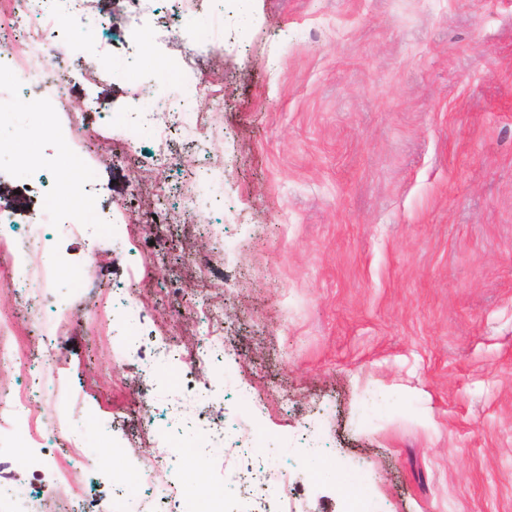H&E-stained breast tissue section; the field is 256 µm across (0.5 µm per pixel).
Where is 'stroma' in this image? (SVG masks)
I'll return each mask as SVG.
<instances>
[{"mask_svg": "<svg viewBox=\"0 0 512 512\" xmlns=\"http://www.w3.org/2000/svg\"><path fill=\"white\" fill-rule=\"evenodd\" d=\"M197 2L141 16L95 0L29 61L67 59L80 111L39 116L21 89L0 112V239H49L53 267L47 286L0 285V315L58 357L78 402L40 406L64 416L79 471H105L86 479L98 512L112 477L141 488L148 419L187 493L257 512L236 456L220 484L189 462L240 416L300 512L358 494L375 512H512V0ZM104 60L121 77L99 76ZM198 84L207 96L173 102ZM63 148L83 157L96 221L43 206L72 181L50 163ZM102 238L112 253L89 267ZM97 300L114 336L85 328ZM211 328L226 355L199 377L154 358ZM34 452L0 431L13 512H37L42 483L16 464Z\"/></svg>", "mask_w": 512, "mask_h": 512, "instance_id": "1", "label": "stroma"}]
</instances>
